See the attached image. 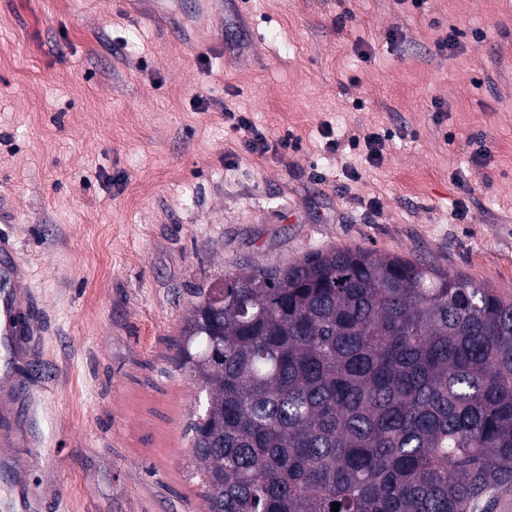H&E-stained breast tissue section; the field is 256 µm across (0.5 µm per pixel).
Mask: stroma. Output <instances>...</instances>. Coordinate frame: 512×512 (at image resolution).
Returning a JSON list of instances; mask_svg holds the SVG:
<instances>
[{"label": "stroma", "instance_id": "stroma-1", "mask_svg": "<svg viewBox=\"0 0 512 512\" xmlns=\"http://www.w3.org/2000/svg\"><path fill=\"white\" fill-rule=\"evenodd\" d=\"M0 203L30 317L0 512H204L194 289L340 245L512 296V0H0ZM224 117L231 122V128L239 131L244 130L250 133V137L244 142V147L251 152L266 153L271 146L268 138L263 132L257 129L253 122L247 117L246 113H235L230 109H225Z\"/></svg>", "mask_w": 512, "mask_h": 512}]
</instances>
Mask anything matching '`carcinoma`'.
<instances>
[{
    "instance_id": "carcinoma-1",
    "label": "carcinoma",
    "mask_w": 512,
    "mask_h": 512,
    "mask_svg": "<svg viewBox=\"0 0 512 512\" xmlns=\"http://www.w3.org/2000/svg\"><path fill=\"white\" fill-rule=\"evenodd\" d=\"M206 512H492L512 488V298L366 247L196 288Z\"/></svg>"
}]
</instances>
